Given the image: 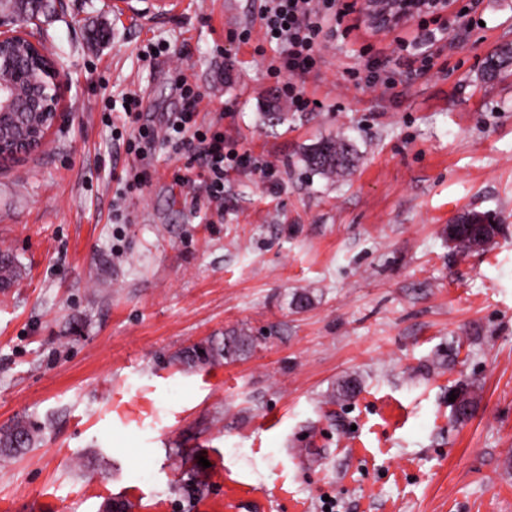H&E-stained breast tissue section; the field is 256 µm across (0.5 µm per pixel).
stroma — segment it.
Returning <instances> with one entry per match:
<instances>
[{"label":"stroma","mask_w":512,"mask_h":512,"mask_svg":"<svg viewBox=\"0 0 512 512\" xmlns=\"http://www.w3.org/2000/svg\"><path fill=\"white\" fill-rule=\"evenodd\" d=\"M349 2L304 77L317 108L273 126L260 0H50L31 25L67 93L44 147L0 165V252L18 265L0 288V427L47 428L0 460V512H512V74L485 75L512 46V0L385 31ZM371 59L394 89L342 79ZM181 75L199 124L275 162L276 183L231 169L223 211L202 212L198 185L174 182L200 173L193 154H127L111 101L137 93L140 124L161 127ZM338 136L356 166L307 171L303 149ZM134 164L146 183L119 186ZM467 212L502 233L459 251L448 226ZM240 329L246 355L175 359ZM350 377L359 392L337 398Z\"/></svg>","instance_id":"1"}]
</instances>
